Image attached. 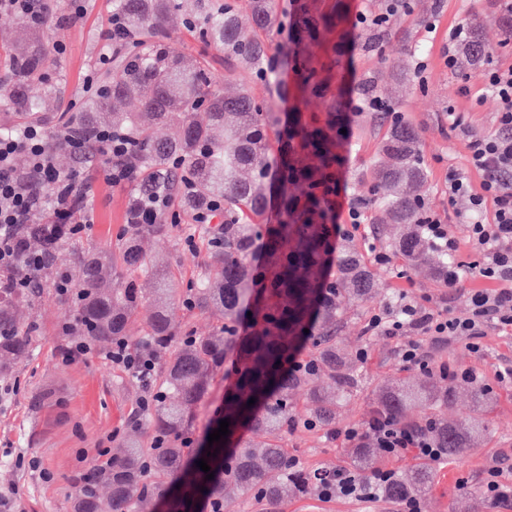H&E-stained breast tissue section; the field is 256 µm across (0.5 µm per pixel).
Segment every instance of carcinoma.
<instances>
[{
  "label": "carcinoma",
  "instance_id": "carcinoma-1",
  "mask_svg": "<svg viewBox=\"0 0 512 512\" xmlns=\"http://www.w3.org/2000/svg\"><path fill=\"white\" fill-rule=\"evenodd\" d=\"M295 2L284 55L299 93L283 118L261 107L247 85L222 91L207 61L183 63L180 46L167 31L168 17L180 10L181 0H112V12L133 32L132 45L112 79L67 129L89 138L106 116L128 142V160L147 171L139 194L175 190L189 212L221 201L224 224L185 228L197 237L202 258L184 294L176 275L149 262L135 244L136 238L156 233L158 225L134 223L121 245L80 257L78 281L59 294L75 313L72 334L88 344L105 349L116 339H128L137 323L140 343L165 356L153 378L157 400L136 423L145 434L128 439L112 456V466L95 474L93 492L75 495L74 512H101L105 500L112 512H199L206 503L221 512H282L289 495L318 497L336 477L332 468L299 470L288 454V434L306 428L308 421L333 431L339 409L360 394L364 359L340 346L337 327L347 306L371 293L376 278L389 271L383 264L374 267L350 237L333 232L322 190L344 161L339 144L345 138L341 130L348 128V96L338 56L347 44L348 3L336 0L326 11L318 0ZM196 3L187 25L198 38L224 49L264 86L277 84L260 37L274 25L275 0H246L247 27L233 0ZM490 52L482 25L473 24L461 44L460 68H476ZM46 58L47 49L33 43L9 59L0 106L21 124L45 121L40 102L50 92ZM129 99L139 102V110L117 111ZM373 120L387 129L371 165L372 180L360 181L367 187L364 204L406 230L389 238L382 236L381 225L372 224L379 236L371 250L380 247L401 260L399 272L431 268L446 282L454 258L423 231L427 169L420 132L402 117L378 113ZM161 126L167 134L160 138ZM277 126L284 143L275 154L267 132ZM274 193L279 222L256 223ZM109 265L122 267L127 279L109 282ZM44 288L37 277L28 288L0 289V377L30 351L18 308ZM179 301L217 316L211 335L194 336L175 319ZM228 349L235 352L234 380L224 387L222 414L230 421L229 434L190 448L188 432ZM457 388L450 380L439 390L432 376L419 382L399 379L374 399L373 415L423 427L442 458L461 459L486 430L479 412L488 393L473 385L474 415L450 423L446 411ZM248 427L262 437L241 441L240 432ZM382 456L373 441L359 442L349 451L346 468L364 478ZM202 458L211 479L197 467ZM436 478V462L423 458L394 475L378 494L396 502L430 491Z\"/></svg>",
  "mask_w": 512,
  "mask_h": 512
}]
</instances>
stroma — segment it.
I'll return each mask as SVG.
<instances>
[{
    "label": "stroma",
    "instance_id": "35a3bbf8",
    "mask_svg": "<svg viewBox=\"0 0 512 512\" xmlns=\"http://www.w3.org/2000/svg\"><path fill=\"white\" fill-rule=\"evenodd\" d=\"M55 19L50 28L37 30L36 37L45 47L63 43L64 53L52 56L49 78L54 86L46 108L47 129H59L63 122L83 110L90 95L83 89L86 75L105 82L112 73V60L121 54L118 44L109 39L112 0H85L82 18L73 20L63 0H46ZM486 0H418L414 13H399L389 30L382 52L364 44L365 33L355 30L353 41L342 59V70L354 95H361L369 84H377L380 94L392 96L398 111L421 133L427 163L428 208L447 215L449 209H465L464 200L448 202V172H464L472 184L482 176L468 163L467 132L484 133L495 127L498 104L479 79L478 71L462 72L448 68V31L460 23L481 21L492 48L487 63L512 66V44L502 45V35L495 20L485 9ZM187 59L209 60L217 78L230 84L256 86L263 102L274 104L276 111L288 109L289 91L296 80L281 47L283 36L271 32L268 53L278 62L281 90L256 85L252 74L239 69L222 49L197 39L181 22L171 30ZM422 47L426 69L412 73L409 82L399 81L396 68L406 54ZM458 112L466 131L452 129L449 112ZM384 130L366 113L353 114L349 134L343 142L345 163L340 170L341 186L348 196H355V183L366 175ZM55 162L66 172L79 174L91 186L90 204L95 222L73 242V256L62 267L70 278H77L76 254L108 251L123 238L128 222L127 203L137 193V183L121 186L106 181L100 167L90 158L69 152L56 155ZM191 221L182 216L180 223L166 224L162 236L145 242L144 248L154 260L190 280L196 270L194 251L185 243L184 227ZM42 277L47 286L40 298L24 312L26 322L36 327L28 358L15 365L9 382L17 393L8 409H0V486H17L24 496L26 512H70L72 500L80 488L78 478L93 469L99 449L116 448L130 432L138 416L142 386L123 371L98 355L68 362L63 358L68 342L60 329L72 320L73 310L61 303L52 286L54 269ZM482 282L467 276L453 287L444 285L430 272L407 273L383 279L380 288L359 306L350 309L339 333L355 350H366L364 365L368 390L346 403L336 416L337 426H362L368 423L369 401L373 389L397 373L415 377L421 370L402 366L399 350L405 336L369 335L365 329L371 315L394 310L396 295L424 303L436 313L466 315L472 289ZM480 351L472 352L463 340L423 341V355L432 369L448 366L474 373L481 386L491 392L484 409L488 431L484 439L461 459L443 460L438 466L441 482L435 491L420 498L421 512H512V502L495 503L483 490V478L490 467H499L507 484L512 485V386L497 381L500 370L512 369V335L488 326ZM288 446L301 467L314 469L340 464L346 443L326 437L321 431L300 430L288 439ZM37 457L39 471L17 468L15 454ZM395 502L334 497L322 499L297 495L289 499L285 512H397Z\"/></svg>",
    "mask_w": 512,
    "mask_h": 512
}]
</instances>
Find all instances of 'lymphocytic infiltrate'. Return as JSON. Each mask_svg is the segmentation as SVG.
I'll use <instances>...</instances> for the list:
<instances>
[{
  "label": "lymphocytic infiltrate",
  "instance_id": "lymphocytic-infiltrate-1",
  "mask_svg": "<svg viewBox=\"0 0 512 512\" xmlns=\"http://www.w3.org/2000/svg\"><path fill=\"white\" fill-rule=\"evenodd\" d=\"M480 78L498 102L494 130L468 137V162L481 173V183L475 186L458 171L448 172L449 202L460 198L467 202L466 210L458 215L466 236L461 241L449 237L443 218L433 211L427 212L424 228L434 244L448 251H457L463 241L478 251L480 259L472 270L484 285L472 290L466 316L435 313L421 303L407 302L402 318H393L386 311L374 314L368 331L396 336L405 329H416L435 342L465 339L467 348L476 352L488 319L512 330V67L484 70ZM95 147L109 183L119 186L135 180V171L124 162L128 145L122 137L111 128H99ZM19 154L28 160L23 174L13 165ZM89 191L83 179L57 168L55 149L41 126L28 125L19 135L0 136V271L8 272L9 287H29L31 272L45 265V254L31 252L28 247L30 216L37 212L47 215L51 224L67 225L72 236H79L93 221ZM105 357L146 389L140 407L148 409L155 399L150 392L155 370L153 353L119 340L106 349ZM368 435L389 456L411 452L433 461L441 458L440 450L427 436L384 415L374 417L367 425L346 426L333 433L334 438L345 442Z\"/></svg>",
  "mask_w": 512,
  "mask_h": 512
}]
</instances>
